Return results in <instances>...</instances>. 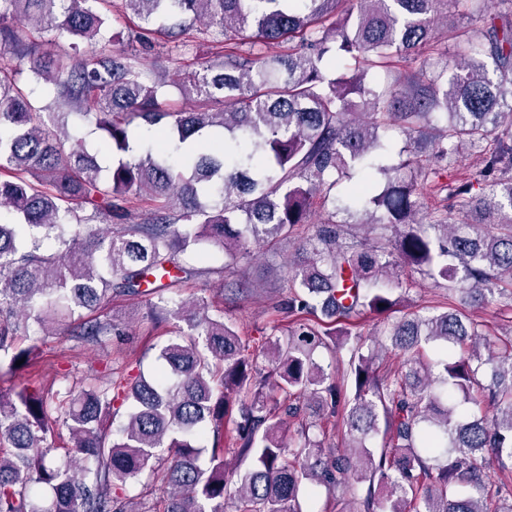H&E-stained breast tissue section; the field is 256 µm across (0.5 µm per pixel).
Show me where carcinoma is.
Instances as JSON below:
<instances>
[{
	"label": "carcinoma",
	"mask_w": 512,
	"mask_h": 512,
	"mask_svg": "<svg viewBox=\"0 0 512 512\" xmlns=\"http://www.w3.org/2000/svg\"><path fill=\"white\" fill-rule=\"evenodd\" d=\"M110 2L0 0V212L11 216L0 222V356L27 365L36 346L17 337L62 329L104 344L117 330L114 296L146 297L155 322L173 320L174 338L157 377L89 374L60 400L0 392V512H131L124 487L143 475L162 497L141 512H224L232 479L233 512H303L319 487L359 493L361 512H512L508 484L493 492L484 472L492 459L512 474V339L457 309L402 317L377 346L406 358L382 372L355 331L398 305L402 267L447 281L465 305L512 285V0H120L141 30L181 37L179 55L203 19L224 41V53L174 81L195 102L179 110L111 32L100 8ZM488 4L498 11L486 15ZM444 13L467 20L450 62L393 73L375 90L371 69L417 59ZM63 36L66 51H44ZM25 72L50 104L31 101ZM71 116L101 133L109 164L81 140L62 153ZM144 125L161 127L165 148L138 143ZM391 125L430 145L431 158L375 165ZM464 147L478 178L439 183L441 163ZM358 166L377 167L385 185L376 195L350 187L340 211L394 236L356 246L346 223L310 215L313 198L332 199ZM439 191L448 207L413 219ZM145 196L152 207L136 223H112L115 200ZM309 223L275 303L289 321L266 338V369L207 300L170 292L199 274L183 256L205 242L228 266ZM305 313L330 327L316 330ZM319 346L347 361L350 401L315 360ZM325 412L342 414L344 447L327 442ZM56 425L72 440L61 454L47 443ZM380 433L382 448L368 446Z\"/></svg>",
	"instance_id": "obj_1"
}]
</instances>
